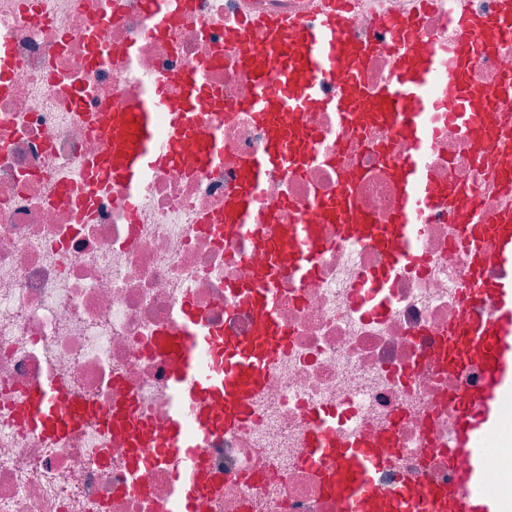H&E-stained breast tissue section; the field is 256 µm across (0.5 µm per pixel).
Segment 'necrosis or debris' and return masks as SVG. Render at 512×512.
Here are the masks:
<instances>
[{
  "instance_id": "1",
  "label": "necrosis or debris",
  "mask_w": 512,
  "mask_h": 512,
  "mask_svg": "<svg viewBox=\"0 0 512 512\" xmlns=\"http://www.w3.org/2000/svg\"><path fill=\"white\" fill-rule=\"evenodd\" d=\"M309 0H175L163 33L150 32L144 0H0V71L11 73L0 92V512H173L177 458L163 449L133 463L129 440L106 431L112 412L131 408L158 435L170 425L169 360L155 346L192 306L204 335H248L247 306L228 290L270 264L277 281L278 317L288 345L252 400L239 429L212 433L187 483L197 512H345L301 457L309 414L331 408L337 440L371 441L393 427L392 466L374 483L389 494L403 480L418 496L452 482L455 468L440 446L448 439L450 394L478 385L472 366L445 370L437 339L460 318L459 290L468 280V247L453 236L446 211L425 214L415 249L423 262L406 266L365 296L355 288L386 268L382 252L342 240L334 224L319 223L324 249L314 276L287 274V253L271 254L212 230L234 180L231 160L261 152L266 129L242 113L217 124L213 98L225 105L252 96V83L224 45L225 33L252 14L305 15ZM408 0H360L349 34L373 44L361 80L378 85L393 76L396 41L378 26L386 9ZM453 0H440L411 28L409 40L448 46L461 34ZM478 59L472 86L492 91L512 72V43L494 52L473 40ZM205 69L196 103L206 120L192 128L177 161L151 172L137 196L122 188L88 201L59 195L85 164L102 153L98 113L120 111L147 87L179 94L177 75ZM299 124L318 131L319 161L301 174L281 170L263 183L264 204L281 223L314 199L333 198L341 177L356 184V203L389 221L399 191L388 168L410 150L405 135L381 124L336 133L331 112L303 111ZM222 130V165L198 172L193 140ZM420 163L432 185L455 182L474 191L487 223L512 203L500 174L512 153L477 154L448 123H437ZM385 305L374 315L376 305ZM38 383L61 384L91 406L57 441L23 428L19 408Z\"/></svg>"
}]
</instances>
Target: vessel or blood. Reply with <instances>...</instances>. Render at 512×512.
Returning a JSON list of instances; mask_svg holds the SVG:
<instances>
[{
	"instance_id": "obj_1",
	"label": "vessel or blood",
	"mask_w": 512,
	"mask_h": 512,
	"mask_svg": "<svg viewBox=\"0 0 512 512\" xmlns=\"http://www.w3.org/2000/svg\"><path fill=\"white\" fill-rule=\"evenodd\" d=\"M456 3L455 21L464 38L447 52L403 40L431 0H416L410 13L383 18V25L400 39L398 59L394 78L374 87L356 76L370 45L348 34L351 0H316V19L311 23L288 14L262 15L225 40L255 88L253 96L235 109L263 122L269 138L261 153L234 158L237 182L224 197L221 224L272 252H288L294 258L296 276L314 275L322 248L314 215L301 214L292 224L274 223L273 210L262 203V187L268 169L298 173L311 161L310 145L318 134L292 125L290 117L304 109H319L334 112L342 129L376 118L403 131L412 143L411 152L393 171L400 184V206L391 223L360 214L352 185L345 180L339 182L334 200L317 201L315 214L336 223L341 238L367 242L387 252L396 265L418 263L419 255L408 250L406 243L421 232L420 215L444 202L458 217V236L470 245L472 276L462 290L464 314L443 337L447 367L470 364L482 372L479 386L459 389L451 397L454 417L445 453L451 460L465 453L469 464L456 470L452 483L433 488L424 499H416L407 481L390 498H381L372 478L389 465V458L377 454L367 442L337 441L331 432L332 411L313 410L302 461L316 468L325 490L343 500L346 512H505L502 499L485 490L482 473L489 457L487 435L505 396L512 393V280L484 277L482 244L493 240L497 261L512 267V211L487 224L468 194L453 188L434 195L420 157L430 147L433 125L439 121L455 126L475 143L493 139L501 149L512 150V131L495 123L496 113L512 112V80L492 96L485 111H478L468 80L474 57L467 40L468 35L482 33L485 48L491 51L512 38V0H500L498 12L483 17L471 15L466 0ZM327 80L337 84L335 96L329 98L322 93ZM202 82V69L192 67L181 76L180 97L155 89L131 103L127 111L102 113L106 150L86 166L82 186L94 188L107 176L131 192L153 169L173 164L188 130L201 118L193 103ZM161 113L173 118L163 135L156 129ZM223 160L221 138L201 145L200 169ZM279 274V269L271 267L252 282L231 285V292L240 294L251 307L255 326L249 339L226 343L223 353H216L208 339L198 336L194 313H186L176 330L161 332L160 346L171 359L170 384L179 404L166 436L157 437L148 427H140L133 437L134 447L168 449L186 471L199 465L197 449L214 426L207 404L198 403V396L222 405L225 428H236L248 418L249 399L260 390L269 366L279 356L274 340L287 336L278 319ZM478 308L486 309L485 317H475ZM63 392L59 385L30 389L21 413L23 425L52 441L69 432L76 416L60 404ZM189 424L194 427L190 436L185 433Z\"/></svg>"
}]
</instances>
